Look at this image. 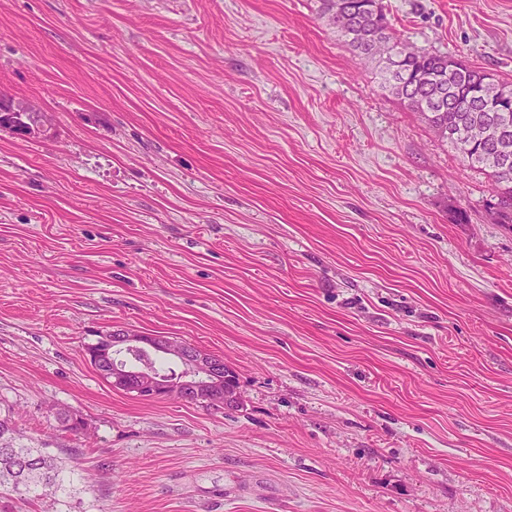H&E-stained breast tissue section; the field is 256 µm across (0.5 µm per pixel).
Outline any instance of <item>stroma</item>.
Instances as JSON below:
<instances>
[{
	"label": "stroma",
	"instance_id": "obj_1",
	"mask_svg": "<svg viewBox=\"0 0 512 512\" xmlns=\"http://www.w3.org/2000/svg\"><path fill=\"white\" fill-rule=\"evenodd\" d=\"M383 3L512 83V0ZM0 89L55 128L0 131V405L66 462L15 512H512V229L322 0H0ZM120 329L237 406L113 389ZM97 349L89 355V360L96 367L101 368V373L106 380L117 389H124L131 384L136 386L134 393L141 398H163L177 395L184 400H201L212 403L217 407H228L237 403L238 395L236 389V376L231 375L225 381L224 393L219 388L224 385V360L212 358L204 360L199 357L192 345L178 341L167 336H146L133 334L125 330H114L101 333L96 336ZM138 351L137 353L126 354L123 364L130 367H148L156 373L164 376H176L179 373L170 366L157 365L147 352H159L181 361L188 373L181 379L172 380L158 377L151 371L142 369L138 371H127L119 367L112 368V356L120 351ZM107 362L111 363L107 368Z\"/></svg>",
	"mask_w": 512,
	"mask_h": 512
}]
</instances>
